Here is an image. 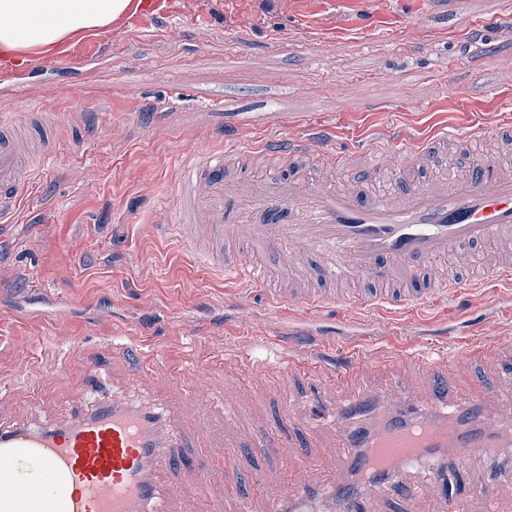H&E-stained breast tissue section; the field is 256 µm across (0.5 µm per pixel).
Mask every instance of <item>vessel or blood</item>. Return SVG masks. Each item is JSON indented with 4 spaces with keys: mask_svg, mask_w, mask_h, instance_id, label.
I'll return each instance as SVG.
<instances>
[{
    "mask_svg": "<svg viewBox=\"0 0 512 512\" xmlns=\"http://www.w3.org/2000/svg\"><path fill=\"white\" fill-rule=\"evenodd\" d=\"M449 141L444 127L402 146L375 134L369 150L400 172L435 164ZM21 142L18 136L0 141V220L20 196ZM333 142L329 126L314 124L305 136L285 143H228L185 163L178 182L179 237L207 255L213 275L249 274L269 305L291 300L306 311L335 300L362 311L384 304L416 311L441 299L454 301L470 284L444 276L440 260L452 254L464 264L471 244L512 243L511 160L489 165L479 157L455 178L437 175L383 197L362 181L337 185L338 170L354 156L335 152ZM258 157L310 160L323 176L231 175V165ZM253 214L262 223H249ZM259 244L273 250L283 268L308 259L307 273L323 289L291 288L276 275L259 273ZM420 271L427 278L423 287L416 283ZM480 279L511 285L512 260L486 265ZM397 280L398 290L392 287ZM340 282L349 285L342 295L336 290ZM501 350L494 339L467 337L452 353L444 347L421 351L417 363L434 373L431 391L440 399L446 390L440 372ZM354 355L353 364L336 369L337 383L352 382L366 367L390 370L402 357L393 350L367 363L362 350ZM413 398L411 390L390 384L388 401L403 416L384 420L363 440L343 434L334 468L375 476L380 489L433 448L453 449L463 460L485 448L512 446V432L484 413L492 391L445 416L410 410ZM182 445L173 419L117 396L55 427L0 425V512H168L170 495L159 470ZM473 493L471 484L458 490L437 481L426 492L408 494L405 502L408 512H424L426 500L438 497L447 500L449 512H467Z\"/></svg>",
    "mask_w": 512,
    "mask_h": 512,
    "instance_id": "1",
    "label": "vessel or blood"
}]
</instances>
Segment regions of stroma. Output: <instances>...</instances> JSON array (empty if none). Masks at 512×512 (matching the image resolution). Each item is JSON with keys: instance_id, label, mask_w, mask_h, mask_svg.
I'll return each mask as SVG.
<instances>
[{"instance_id": "obj_1", "label": "stroma", "mask_w": 512, "mask_h": 512, "mask_svg": "<svg viewBox=\"0 0 512 512\" xmlns=\"http://www.w3.org/2000/svg\"><path fill=\"white\" fill-rule=\"evenodd\" d=\"M511 32L512 0H142L49 52L0 50V129L38 117L52 133L11 223H0V424L58 425L117 394L185 428L183 463L165 475L170 512H222L236 477L221 465L236 454L257 481L252 512H266L268 477L293 512L344 498V475L298 498L296 462L254 447V436L291 435L316 457L335 449L340 427L370 419L353 413L354 387L329 381L335 361L313 374L254 370L250 358H275L265 338L281 334L299 357L354 340L373 353L470 333L506 340L512 286L478 284L464 302L419 314L269 307L246 281L210 274L177 237L180 166L227 141L302 136L316 119L334 127L340 150L366 146L373 130L417 137L447 122L486 131L481 149L449 144L456 166L493 148L512 157V140L493 132L512 116ZM49 55L57 67L30 70ZM255 112L270 116L256 132L246 123ZM120 344L161 349L153 385ZM511 358L449 371V399L492 385L512 398L501 373ZM396 375L417 407L445 413L412 363L361 383L381 393ZM468 467L487 489L468 512H512V447Z\"/></svg>"}]
</instances>
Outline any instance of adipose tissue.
Instances as JSON below:
<instances>
[{
    "mask_svg": "<svg viewBox=\"0 0 512 512\" xmlns=\"http://www.w3.org/2000/svg\"><path fill=\"white\" fill-rule=\"evenodd\" d=\"M132 0H0V49L47 50L107 25Z\"/></svg>",
    "mask_w": 512,
    "mask_h": 512,
    "instance_id": "obj_1",
    "label": "adipose tissue"
}]
</instances>
